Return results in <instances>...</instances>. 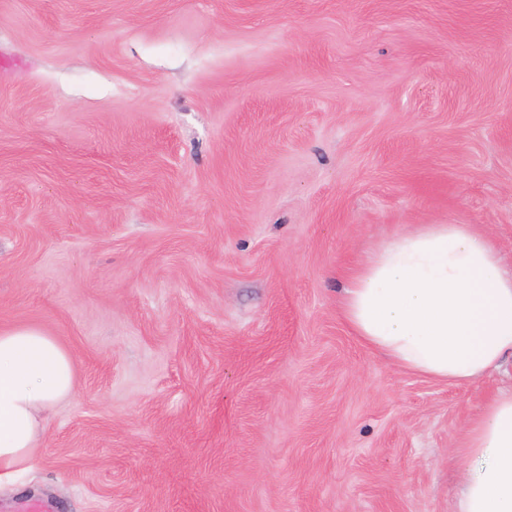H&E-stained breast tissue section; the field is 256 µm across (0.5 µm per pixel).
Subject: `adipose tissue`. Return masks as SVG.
I'll list each match as a JSON object with an SVG mask.
<instances>
[{"label":"adipose tissue","instance_id":"1","mask_svg":"<svg viewBox=\"0 0 512 512\" xmlns=\"http://www.w3.org/2000/svg\"><path fill=\"white\" fill-rule=\"evenodd\" d=\"M343 321L366 347L463 385L512 361V270L469 224H417L353 271ZM76 394L75 363L36 327L0 330V479L27 470L48 418ZM456 512H512V388L465 427Z\"/></svg>","mask_w":512,"mask_h":512}]
</instances>
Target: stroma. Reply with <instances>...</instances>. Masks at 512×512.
Here are the masks:
<instances>
[{
    "label": "stroma",
    "instance_id": "stroma-1",
    "mask_svg": "<svg viewBox=\"0 0 512 512\" xmlns=\"http://www.w3.org/2000/svg\"><path fill=\"white\" fill-rule=\"evenodd\" d=\"M0 329L76 366L0 512H453L512 383L390 364L346 277L414 224L512 266V0H0Z\"/></svg>",
    "mask_w": 512,
    "mask_h": 512
}]
</instances>
